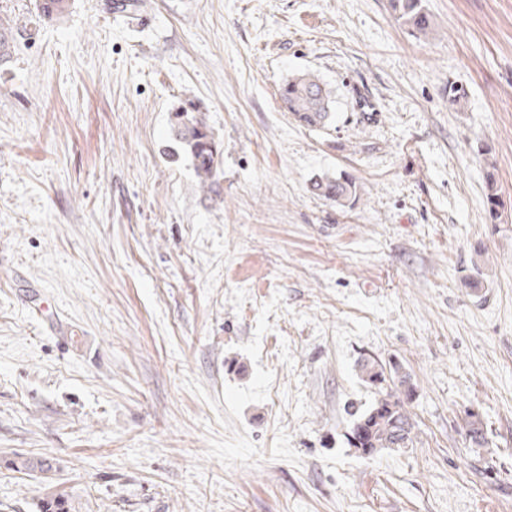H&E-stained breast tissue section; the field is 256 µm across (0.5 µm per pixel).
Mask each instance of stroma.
<instances>
[{
    "mask_svg": "<svg viewBox=\"0 0 512 512\" xmlns=\"http://www.w3.org/2000/svg\"><path fill=\"white\" fill-rule=\"evenodd\" d=\"M424 4L421 37L388 0H0V512H512V0ZM303 70L327 129L282 107ZM188 100L212 198L163 153ZM365 357L411 374L412 447L349 446ZM279 98L293 119L311 130L327 128L333 119L332 91L315 74L303 72L285 79ZM308 189L312 195L342 207L359 199L356 180L346 173L317 175L310 180ZM9 466L15 471L26 474H36L40 478H48L54 470V464L50 458H22L17 457L9 460Z\"/></svg>",
    "mask_w": 512,
    "mask_h": 512,
    "instance_id": "stroma-1",
    "label": "stroma"
}]
</instances>
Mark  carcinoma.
I'll return each mask as SVG.
<instances>
[{"mask_svg": "<svg viewBox=\"0 0 512 512\" xmlns=\"http://www.w3.org/2000/svg\"><path fill=\"white\" fill-rule=\"evenodd\" d=\"M396 19L418 35H427L432 16L423 0H389ZM70 0H41V10L48 18L63 17ZM14 36L9 25L0 19V63L11 57ZM279 98L293 119L311 130L327 128L333 119L332 91L315 74L303 72L284 80L278 89ZM171 150L169 158L182 156L191 159L195 175L205 192L218 194L219 144L200 110L192 103L172 112L170 122ZM309 192L338 206L355 204L359 187L355 178L341 173H324L310 180ZM486 213L490 221L499 218V194L494 174H486ZM362 381L376 388L374 403L353 414L348 433L349 445L364 456L382 450L407 448L413 443L414 419L410 411L413 383L410 373L398 364L389 367L374 359H365L359 365ZM467 435L478 447L486 443L484 425L480 417L467 413ZM15 471L48 477L54 470L50 458H22L9 460ZM37 512H73L71 500L64 495H51L40 501Z\"/></svg>", "mask_w": 512, "mask_h": 512, "instance_id": "1", "label": "carcinoma"}]
</instances>
